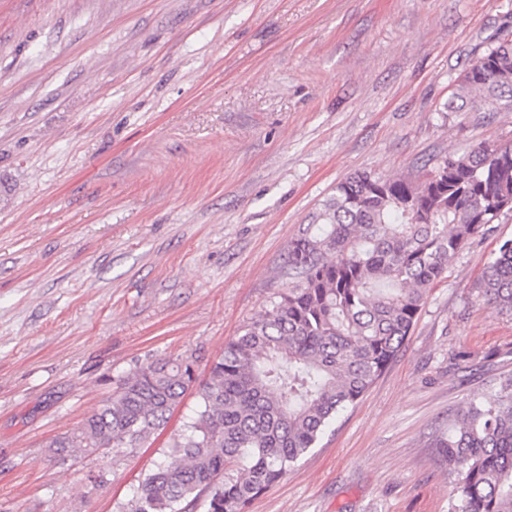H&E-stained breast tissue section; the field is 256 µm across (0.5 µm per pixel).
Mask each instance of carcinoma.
<instances>
[{"label": "carcinoma", "instance_id": "cac0c4a2", "mask_svg": "<svg viewBox=\"0 0 512 512\" xmlns=\"http://www.w3.org/2000/svg\"><path fill=\"white\" fill-rule=\"evenodd\" d=\"M512 111V32L460 79L446 111ZM483 144L448 154L420 182L355 173L288 246L292 285L224 346L171 452L128 512H244L315 447L384 372L430 288L470 239L512 210V156ZM487 304L512 311V239L489 261ZM191 364L154 360L119 377L81 428L52 448H134L163 429ZM458 475L453 512H512V377L470 401L442 439ZM247 459L240 473L235 463Z\"/></svg>", "mask_w": 512, "mask_h": 512}]
</instances>
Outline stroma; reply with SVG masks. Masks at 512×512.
Here are the masks:
<instances>
[{
    "instance_id": "stroma-1",
    "label": "stroma",
    "mask_w": 512,
    "mask_h": 512,
    "mask_svg": "<svg viewBox=\"0 0 512 512\" xmlns=\"http://www.w3.org/2000/svg\"><path fill=\"white\" fill-rule=\"evenodd\" d=\"M507 28L512 0H0V512H124L225 342L288 288V245L339 181H416L512 144V112L444 109ZM508 239L512 210L246 512H451L437 443L512 375V313L481 288ZM157 358L197 381L160 434L54 457Z\"/></svg>"
}]
</instances>
